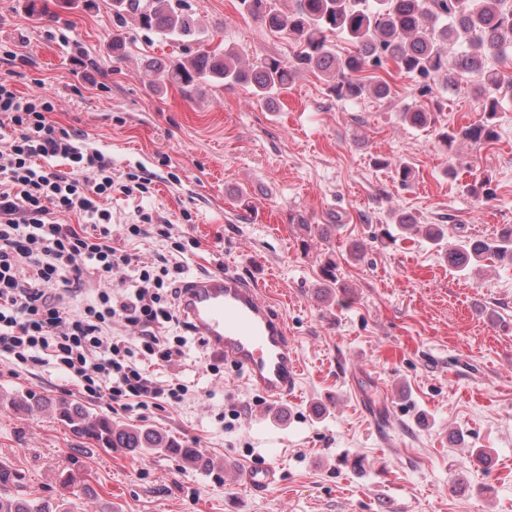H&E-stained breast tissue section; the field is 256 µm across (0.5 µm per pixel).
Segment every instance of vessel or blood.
<instances>
[{
	"label": "vessel or blood",
	"instance_id": "vessel-or-blood-1",
	"mask_svg": "<svg viewBox=\"0 0 512 512\" xmlns=\"http://www.w3.org/2000/svg\"><path fill=\"white\" fill-rule=\"evenodd\" d=\"M179 307L196 335L240 371L250 387L273 401L287 399L301 374L287 326L260 288L238 275L214 272L183 285ZM271 464L259 463L242 475L251 487L273 484Z\"/></svg>",
	"mask_w": 512,
	"mask_h": 512
}]
</instances>
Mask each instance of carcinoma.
Masks as SVG:
<instances>
[{
	"label": "carcinoma",
	"mask_w": 512,
	"mask_h": 512,
	"mask_svg": "<svg viewBox=\"0 0 512 512\" xmlns=\"http://www.w3.org/2000/svg\"><path fill=\"white\" fill-rule=\"evenodd\" d=\"M248 15L273 31L286 30L300 46L295 60L261 57L249 66L232 50L222 53L197 50L193 55L149 65L152 83L179 86L191 94L203 83L246 85L258 100L274 103L299 69L320 72L332 82L336 97L388 99L393 92L383 79L364 72L393 62L396 68L429 93L428 80L440 76L450 83L457 74L472 78L473 94L481 103L482 119L460 129H446L439 139L450 148L460 140L473 143L497 138L496 115L512 99V80L495 68L494 61L512 51V0H295L284 12L280 0H239ZM112 14L129 17L148 31L182 42L197 40V22L186 0H112ZM332 35H344L355 50L338 56L330 44ZM461 47L450 60L445 45ZM403 121L415 128L434 124L432 113L417 106L402 109ZM448 263L461 271L484 260L512 262V228L495 239L461 240L448 246ZM61 421L74 433L97 441L104 448H124L132 454L164 449L184 463L201 466L193 448L153 430L127 425L91 414L83 405L61 401ZM0 512H61L47 501L0 492Z\"/></svg>",
	"instance_id": "carcinoma-1"
}]
</instances>
